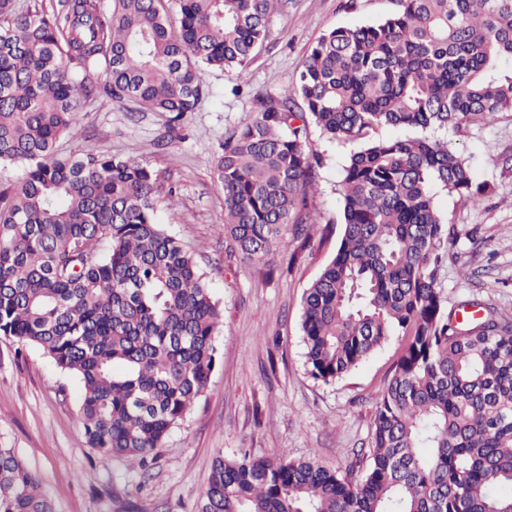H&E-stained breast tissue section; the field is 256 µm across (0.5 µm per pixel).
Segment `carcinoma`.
I'll use <instances>...</instances> for the list:
<instances>
[{
	"label": "carcinoma",
	"mask_w": 512,
	"mask_h": 512,
	"mask_svg": "<svg viewBox=\"0 0 512 512\" xmlns=\"http://www.w3.org/2000/svg\"><path fill=\"white\" fill-rule=\"evenodd\" d=\"M0 0V335L48 355L82 387L89 447L147 458L204 393L222 326L194 256L159 224L153 172L134 157L61 156L79 97L104 76L112 101L181 124L206 96L202 66L239 78L278 0ZM380 23L336 27L311 47L292 96L234 128L217 159L226 249L268 260L320 221L308 194V120L342 144L343 228L305 290L300 332L313 378L333 382L397 337L377 396L366 468L340 474L284 453L218 456L196 512H512V321L448 308L437 271L459 232L440 192L476 207L438 132L512 112V0H395ZM408 131L385 137L382 130ZM0 512H54L38 476L0 448Z\"/></svg>",
	"instance_id": "cac0c4a2"
}]
</instances>
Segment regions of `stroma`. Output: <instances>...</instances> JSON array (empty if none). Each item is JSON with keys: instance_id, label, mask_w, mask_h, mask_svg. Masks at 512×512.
Here are the masks:
<instances>
[{"instance_id": "stroma-1", "label": "stroma", "mask_w": 512, "mask_h": 512, "mask_svg": "<svg viewBox=\"0 0 512 512\" xmlns=\"http://www.w3.org/2000/svg\"><path fill=\"white\" fill-rule=\"evenodd\" d=\"M393 0H281L269 39L246 80L213 67L198 72L209 95L169 131L159 112H131L100 95L82 100L81 135L62 137V155L136 156L157 176L156 217L192 251L219 303L223 330L205 394L153 452L148 472L87 444L79 421V381L42 351L0 336V448L14 449L42 482L55 512H195L214 458L315 457L344 470L368 447L376 395L401 352L391 340L351 373L312 378L300 333L302 296L332 255L335 238L289 241L268 262L225 253L224 193L214 162L227 131L255 118L260 101L293 90L316 41L328 31L385 19ZM484 186L479 208L444 193L440 211L461 233L439 270L449 305L479 303L512 318V112L451 133ZM307 146L323 159L310 194L322 225L340 228L338 193L349 146L309 126Z\"/></svg>"}]
</instances>
